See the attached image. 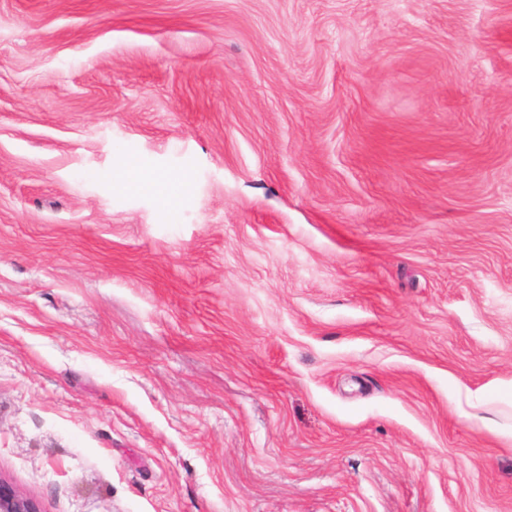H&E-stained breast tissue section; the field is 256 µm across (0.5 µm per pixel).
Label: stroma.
I'll list each match as a JSON object with an SVG mask.
<instances>
[{
	"label": "stroma",
	"mask_w": 512,
	"mask_h": 512,
	"mask_svg": "<svg viewBox=\"0 0 512 512\" xmlns=\"http://www.w3.org/2000/svg\"><path fill=\"white\" fill-rule=\"evenodd\" d=\"M486 417L512 0H0V479L41 512H512Z\"/></svg>",
	"instance_id": "obj_1"
}]
</instances>
